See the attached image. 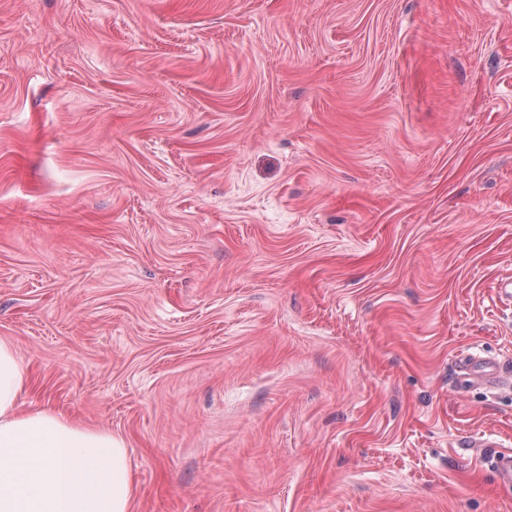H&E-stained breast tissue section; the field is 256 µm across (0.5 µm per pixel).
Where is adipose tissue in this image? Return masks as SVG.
Returning <instances> with one entry per match:
<instances>
[{
    "mask_svg": "<svg viewBox=\"0 0 512 512\" xmlns=\"http://www.w3.org/2000/svg\"><path fill=\"white\" fill-rule=\"evenodd\" d=\"M28 382L17 348L0 339V512H131L124 439L50 407L20 411Z\"/></svg>",
    "mask_w": 512,
    "mask_h": 512,
    "instance_id": "1",
    "label": "adipose tissue"
}]
</instances>
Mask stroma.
I'll use <instances>...</instances> for the list:
<instances>
[{
    "mask_svg": "<svg viewBox=\"0 0 512 512\" xmlns=\"http://www.w3.org/2000/svg\"><path fill=\"white\" fill-rule=\"evenodd\" d=\"M512 0H0V338L134 512H512ZM457 387L462 390L493 385L509 379L512 384V359L501 361L466 351L456 356ZM493 468L498 485L506 491L512 489V451L498 453Z\"/></svg>",
    "mask_w": 512,
    "mask_h": 512,
    "instance_id": "obj_1",
    "label": "stroma"
}]
</instances>
